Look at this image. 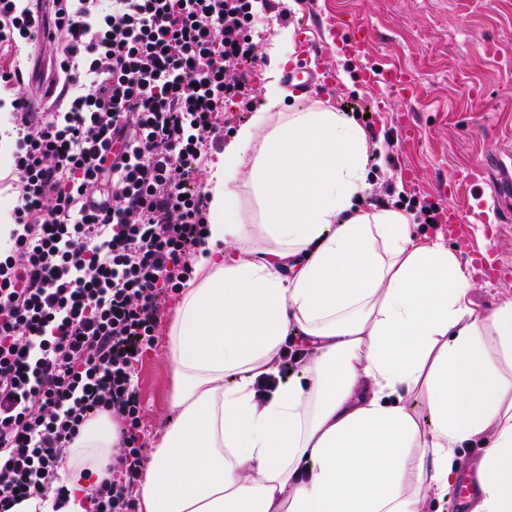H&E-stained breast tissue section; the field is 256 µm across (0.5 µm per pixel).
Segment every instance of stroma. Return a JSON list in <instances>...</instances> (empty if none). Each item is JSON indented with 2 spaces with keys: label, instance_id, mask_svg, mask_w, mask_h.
Returning <instances> with one entry per match:
<instances>
[{
  "label": "stroma",
  "instance_id": "35a3bbf8",
  "mask_svg": "<svg viewBox=\"0 0 512 512\" xmlns=\"http://www.w3.org/2000/svg\"><path fill=\"white\" fill-rule=\"evenodd\" d=\"M282 6L288 11L286 21L266 13L256 22L258 60L244 66L253 99L261 97L267 50L278 32L290 29L298 35L309 25L312 39L323 45L334 18L357 14L367 28V61L347 57L336 45L310 53V66L338 75L332 90L316 92L313 99L337 112L363 115L370 145L364 206H373L375 197L390 190L414 192L440 207L457 209L464 235L447 244L462 265H469L472 250L486 244L487 221L512 213V0H283ZM366 65L379 71L409 69L413 93L367 87L359 76ZM407 109L417 118L416 138L396 136L393 145H386L385 134L395 132L398 112ZM478 163L485 165L495 191L481 192L466 180V170ZM406 168L412 169L413 180L404 178ZM451 177L454 191L439 195L438 185ZM478 195L485 200L480 209L473 206ZM178 301V295H160L154 345L134 366L141 404L139 442L146 447L172 417L173 380L163 350Z\"/></svg>",
  "mask_w": 512,
  "mask_h": 512
}]
</instances>
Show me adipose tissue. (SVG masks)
<instances>
[{
    "label": "adipose tissue",
    "instance_id": "obj_1",
    "mask_svg": "<svg viewBox=\"0 0 512 512\" xmlns=\"http://www.w3.org/2000/svg\"><path fill=\"white\" fill-rule=\"evenodd\" d=\"M291 40L276 36L261 108L211 164L206 253L164 348L174 418L138 512H425L477 439L472 512H512V300L475 310L441 238L404 208L361 207L366 134L286 105ZM291 333L308 346L299 376L257 399ZM119 435L105 415L85 425L58 512H85Z\"/></svg>",
    "mask_w": 512,
    "mask_h": 512
}]
</instances>
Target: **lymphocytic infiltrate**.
<instances>
[{
	"label": "lymphocytic infiltrate",
	"mask_w": 512,
	"mask_h": 512,
	"mask_svg": "<svg viewBox=\"0 0 512 512\" xmlns=\"http://www.w3.org/2000/svg\"><path fill=\"white\" fill-rule=\"evenodd\" d=\"M274 0H52L35 17L0 0V52L40 35L61 43L65 106L34 120L11 102L17 201L0 250V512L57 482L91 419L122 420L112 478L92 512H135L145 457L132 383L151 345L159 294L189 280L206 194L181 173L219 140L221 103L252 104L240 70Z\"/></svg>",
	"instance_id": "obj_1"
}]
</instances>
